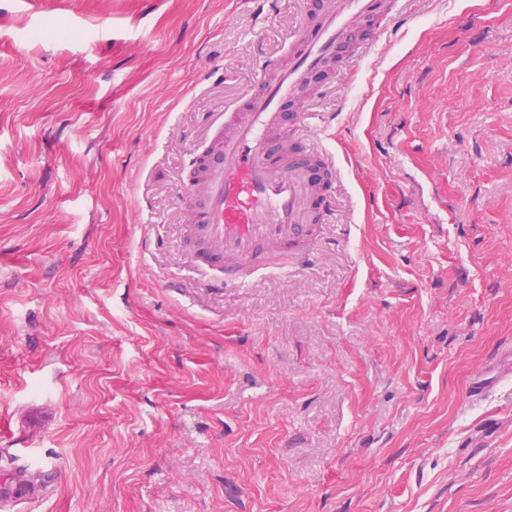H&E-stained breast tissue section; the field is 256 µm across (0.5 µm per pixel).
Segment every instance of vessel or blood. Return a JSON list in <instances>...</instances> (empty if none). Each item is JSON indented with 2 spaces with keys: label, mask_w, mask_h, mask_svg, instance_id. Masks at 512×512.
<instances>
[{
  "label": "vessel or blood",
  "mask_w": 512,
  "mask_h": 512,
  "mask_svg": "<svg viewBox=\"0 0 512 512\" xmlns=\"http://www.w3.org/2000/svg\"><path fill=\"white\" fill-rule=\"evenodd\" d=\"M400 0H321L288 36V62L269 57L243 101L225 108L199 168L203 193L185 234L191 262L221 267L223 285L250 286L258 275L299 272L313 259L312 235L326 223L323 187L336 176L331 154L304 133L298 105L319 78L367 55L396 23ZM30 495L22 466L0 482V500Z\"/></svg>",
  "instance_id": "b4317fda"
}]
</instances>
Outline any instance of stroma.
<instances>
[{"label": "stroma", "mask_w": 512, "mask_h": 512, "mask_svg": "<svg viewBox=\"0 0 512 512\" xmlns=\"http://www.w3.org/2000/svg\"><path fill=\"white\" fill-rule=\"evenodd\" d=\"M311 0H0L11 512H512V0H403L305 100L301 273L222 288L183 196ZM28 468L26 462L22 465H15L13 467V474L9 480H2L0 483V500L1 502L7 501H21L27 499L30 494V487L22 472Z\"/></svg>", "instance_id": "stroma-1"}]
</instances>
